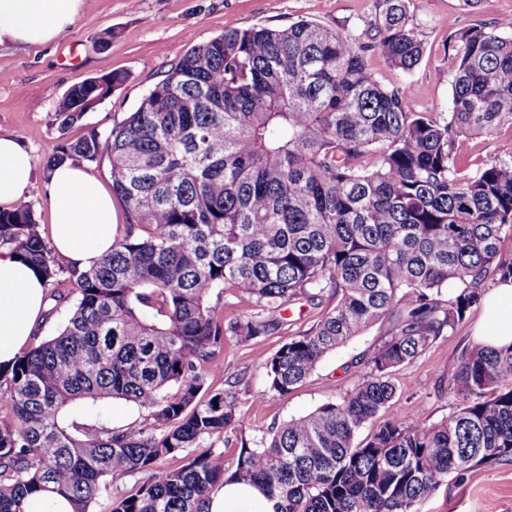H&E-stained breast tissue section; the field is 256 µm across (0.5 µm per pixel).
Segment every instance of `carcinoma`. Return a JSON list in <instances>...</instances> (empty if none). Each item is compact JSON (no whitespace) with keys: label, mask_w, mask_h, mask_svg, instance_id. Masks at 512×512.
<instances>
[{"label":"carcinoma","mask_w":512,"mask_h":512,"mask_svg":"<svg viewBox=\"0 0 512 512\" xmlns=\"http://www.w3.org/2000/svg\"><path fill=\"white\" fill-rule=\"evenodd\" d=\"M372 42L300 20L230 30L188 50L112 129L59 144L66 161L107 158L127 213L110 253L68 269L76 294L58 332L0 370V512H25L43 492L93 512L107 482L139 474L106 512H206L229 482L257 486L276 512H422L455 476L512 462V345L475 344L448 368L461 403L430 422L387 417L396 370L417 360L512 278V147L473 174L456 163L467 134L512 126V22L454 30L446 116L409 110L366 55L412 71L424 53L406 0H377ZM122 72L72 86L63 128L124 85ZM0 247L47 287L58 264L32 204L0 209ZM235 299L226 325L212 297ZM308 330L261 357L281 396L322 359L381 319L388 338L339 401L293 418L271 437H240L233 469L207 442L243 430L235 396L204 387L201 367L227 337L287 325L304 300ZM107 399L144 409L143 427L86 428L74 411ZM374 423L357 443L359 430ZM188 448L200 452L189 454ZM183 456L177 468L162 465Z\"/></svg>","instance_id":"1"}]
</instances>
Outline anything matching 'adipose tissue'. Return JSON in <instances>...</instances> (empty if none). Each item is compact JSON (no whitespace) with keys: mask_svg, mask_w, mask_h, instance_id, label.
<instances>
[{"mask_svg":"<svg viewBox=\"0 0 512 512\" xmlns=\"http://www.w3.org/2000/svg\"><path fill=\"white\" fill-rule=\"evenodd\" d=\"M82 0H0V43L43 45L72 27ZM32 177L29 152L12 136L0 135V206L23 199ZM49 207L52 240L77 269L94 265L112 248L115 208L98 180L66 161L51 173ZM43 279L8 250H0V367L10 368L31 344L47 310ZM478 340L492 347L512 344V278L497 281L482 302ZM208 512H274L260 490L228 483L213 494Z\"/></svg>","mask_w":512,"mask_h":512,"instance_id":"1","label":"adipose tissue"}]
</instances>
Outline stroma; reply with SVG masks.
Wrapping results in <instances>:
<instances>
[{
    "mask_svg": "<svg viewBox=\"0 0 512 512\" xmlns=\"http://www.w3.org/2000/svg\"><path fill=\"white\" fill-rule=\"evenodd\" d=\"M415 34L425 52L413 71L390 67L379 52L366 62L374 78L387 87H409V108L432 115L447 114L452 95L454 60L448 53L451 29L491 23L512 16V0H479L465 10L460 0H408ZM375 17V0H83L73 27L46 45L0 44V134L20 141L30 152L33 178L27 199L34 207L43 237L51 235V213L44 177L47 157L56 146L90 131L107 133L136 109L142 96L171 64L191 47L228 30L253 26L279 28L306 19L349 38L368 42ZM123 72L127 82L69 128H61L56 109L63 94L83 80ZM512 141V127L492 137L467 136L457 144V164L472 173L500 156V145ZM318 314L307 302L291 306L285 330L246 342L227 338L223 350L206 363V387L234 393L246 437L269 436L292 418L340 399L364 370L363 356L388 336L389 321H380L346 346L327 355L314 373L281 396L265 391L258 362L274 353L289 335L310 328ZM480 310H472L454 333L441 336L414 363L397 371L398 398L389 414L404 418L415 413L436 422L452 411L457 400L438 390L437 383L474 345ZM105 415L79 414L78 423L91 428L141 425L145 413L123 400L105 404ZM423 512H512V463L492 464L464 480H449L423 506Z\"/></svg>",
    "mask_w": 512,
    "mask_h": 512,
    "instance_id": "35a3bbf8",
    "label": "stroma"
}]
</instances>
